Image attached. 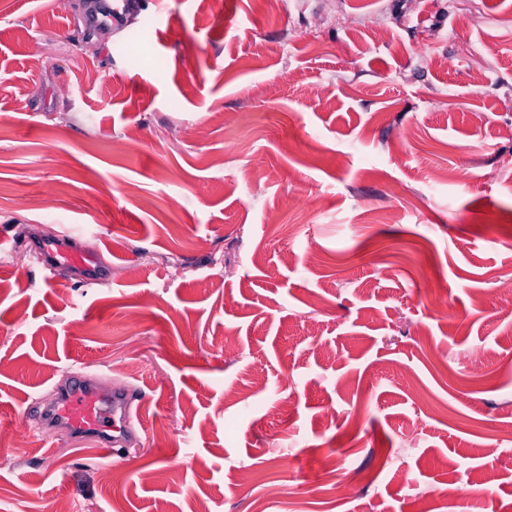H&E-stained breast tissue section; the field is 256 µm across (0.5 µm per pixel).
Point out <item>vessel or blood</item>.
I'll list each match as a JSON object with an SVG mask.
<instances>
[{
  "label": "vessel or blood",
  "mask_w": 512,
  "mask_h": 512,
  "mask_svg": "<svg viewBox=\"0 0 512 512\" xmlns=\"http://www.w3.org/2000/svg\"><path fill=\"white\" fill-rule=\"evenodd\" d=\"M46 269L56 275L63 267L78 264L91 267V259L84 254L63 249L59 244L44 245ZM129 401L125 393L113 397L101 396L85 379H77L60 393L56 403L48 411L50 426L64 427L77 435L102 436L117 431L119 422L128 416Z\"/></svg>",
  "instance_id": "1"
}]
</instances>
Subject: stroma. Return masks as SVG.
<instances>
[{"label": "stroma", "instance_id": "35a3bbf8", "mask_svg": "<svg viewBox=\"0 0 512 512\" xmlns=\"http://www.w3.org/2000/svg\"><path fill=\"white\" fill-rule=\"evenodd\" d=\"M85 2L0 0V512H512V0ZM43 254L46 258L45 270L51 277L55 276L64 266L78 264L92 270V260L88 255L63 249L57 243L44 245ZM128 404L124 392L105 398L85 379L79 378L59 394L48 411V421L51 427H64L77 435H94L110 442L111 438L102 434L121 429L117 422L126 420Z\"/></svg>", "mask_w": 512, "mask_h": 512}]
</instances>
